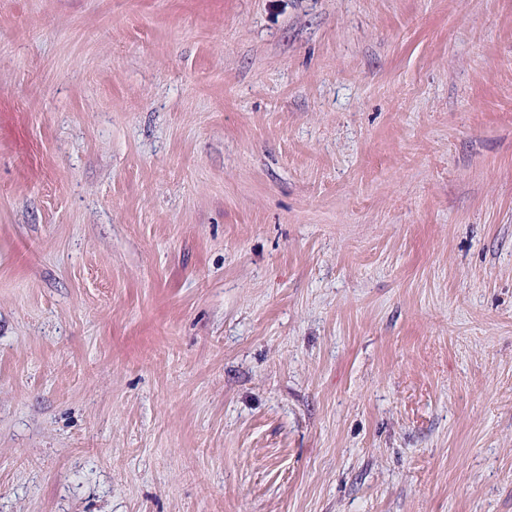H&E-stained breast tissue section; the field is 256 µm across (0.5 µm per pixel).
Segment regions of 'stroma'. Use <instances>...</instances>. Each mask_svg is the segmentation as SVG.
Listing matches in <instances>:
<instances>
[{
  "label": "stroma",
  "mask_w": 512,
  "mask_h": 512,
  "mask_svg": "<svg viewBox=\"0 0 512 512\" xmlns=\"http://www.w3.org/2000/svg\"><path fill=\"white\" fill-rule=\"evenodd\" d=\"M0 512H512V0H0Z\"/></svg>",
  "instance_id": "35a3bbf8"
}]
</instances>
